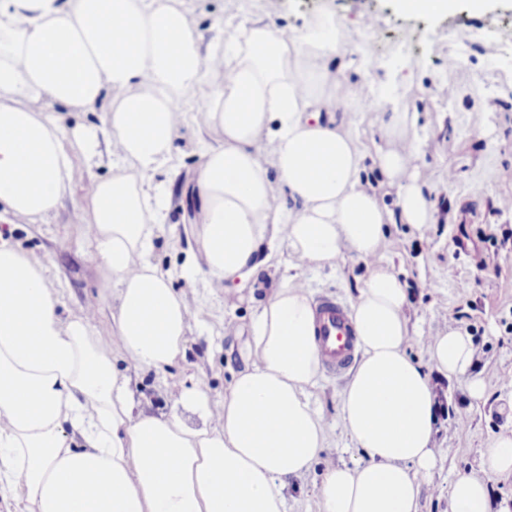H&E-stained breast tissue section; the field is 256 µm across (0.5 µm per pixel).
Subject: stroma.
I'll use <instances>...</instances> for the list:
<instances>
[{
  "label": "stroma",
  "instance_id": "stroma-1",
  "mask_svg": "<svg viewBox=\"0 0 512 512\" xmlns=\"http://www.w3.org/2000/svg\"><path fill=\"white\" fill-rule=\"evenodd\" d=\"M186 6L207 38L247 19L300 29L334 13L342 34L366 47L370 59L365 66L359 55H336L331 66L341 87L365 85L382 102L378 108L351 103L336 114L350 122L368 159L362 178L385 205L395 206L396 190L373 160L387 145L391 112L413 113L416 132L427 141L417 166L434 224L424 231L386 225L371 261L348 252L335 264L317 267L276 246L267 270L234 281L241 302L225 304L223 288L206 272L183 274L187 258L200 253L199 205L183 194L201 163L198 139L215 146L223 140L205 130L209 88L203 85L189 95L187 122L174 142L175 168L163 175L172 196L151 255L174 291L194 301L184 352L172 365L138 369L112 336L117 291L106 286L102 260L84 233L85 188L111 175L109 160L92 164L74 156L71 190L57 209L31 224L1 213L0 238L43 261L62 320L83 316L88 304H96L93 331L109 339L114 367L130 378L141 408L155 415L168 412L173 385L184 381H200L211 404L223 403L235 374L255 358L249 326L271 283L294 276L305 283L309 298L332 295L350 305L372 266L389 268L409 298L410 333L427 336L447 324L466 331L475 349L469 373L486 387V401L474 406L464 383L431 376L438 460L422 479L420 505L421 512H449L452 481L462 473L480 474L481 449L498 435H512V0H488L479 14L463 5L433 16L402 15L394 0H186ZM347 382V376L322 370L307 389L325 423V443L309 474L290 485L286 512H321L318 490L326 465L351 466L363 457L340 423Z\"/></svg>",
  "mask_w": 512,
  "mask_h": 512
}]
</instances>
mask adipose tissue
Returning <instances> with one entry per match:
<instances>
[{
  "mask_svg": "<svg viewBox=\"0 0 512 512\" xmlns=\"http://www.w3.org/2000/svg\"><path fill=\"white\" fill-rule=\"evenodd\" d=\"M344 46L331 16L299 31L253 19L207 40L180 0H0V208L45 218L70 188L73 152L115 158L88 187L87 231L118 293L114 334L137 367L171 365L190 329L188 301L150 256L169 207L159 174L200 84L206 125L224 136L204 148L193 187L210 277L263 270L270 236L322 266L346 251L374 257L385 225L432 223L409 113L386 128L404 148L377 156L395 209L361 181L365 155L334 116L328 60ZM53 104L104 118L69 128L47 115ZM57 304L43 262L0 239V492L19 479L31 512H286L288 486L325 441L307 396L321 360L303 285L276 284L255 313V359L223 404L181 384L159 416L138 407L88 317L62 322ZM406 305L395 274L373 267L351 309L361 358L340 410L365 457L326 468L322 512H419L420 478L437 465L435 392L407 353ZM428 354L431 371L483 400L470 336L444 330ZM481 466L454 480L450 512H488L486 479L512 474V435L482 449Z\"/></svg>",
  "mask_w": 512,
  "mask_h": 512,
  "instance_id": "1",
  "label": "adipose tissue"
}]
</instances>
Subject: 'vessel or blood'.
<instances>
[{
  "label": "vessel or blood",
  "mask_w": 512,
  "mask_h": 512,
  "mask_svg": "<svg viewBox=\"0 0 512 512\" xmlns=\"http://www.w3.org/2000/svg\"><path fill=\"white\" fill-rule=\"evenodd\" d=\"M316 342L326 372L340 374L352 365L357 338L347 304L334 296L320 297L314 303Z\"/></svg>",
  "instance_id": "obj_1"
}]
</instances>
